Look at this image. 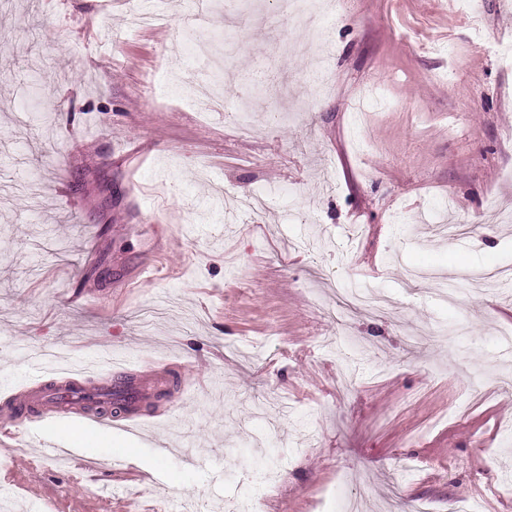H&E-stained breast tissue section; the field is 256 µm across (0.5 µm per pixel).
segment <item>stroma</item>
<instances>
[{
  "mask_svg": "<svg viewBox=\"0 0 512 512\" xmlns=\"http://www.w3.org/2000/svg\"><path fill=\"white\" fill-rule=\"evenodd\" d=\"M146 7H0V417L34 349L159 363L134 429L19 417L9 512H512V0ZM279 8L288 13L290 21L297 20L303 26L314 25L318 3L313 0H279Z\"/></svg>",
  "mask_w": 512,
  "mask_h": 512,
  "instance_id": "35a3bbf8",
  "label": "stroma"
}]
</instances>
